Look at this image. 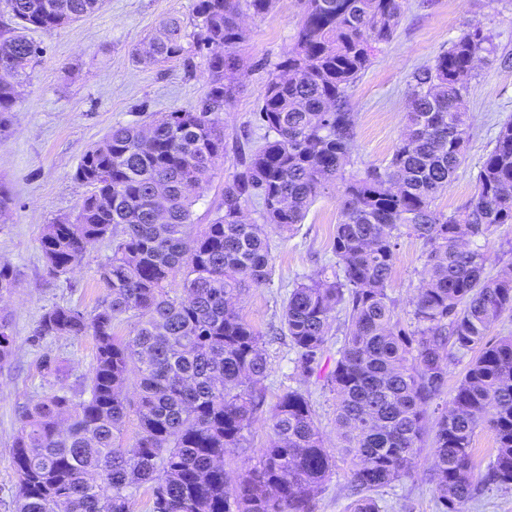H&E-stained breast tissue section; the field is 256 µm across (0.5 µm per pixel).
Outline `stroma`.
Segmentation results:
<instances>
[{
  "label": "stroma",
  "instance_id": "obj_1",
  "mask_svg": "<svg viewBox=\"0 0 512 512\" xmlns=\"http://www.w3.org/2000/svg\"><path fill=\"white\" fill-rule=\"evenodd\" d=\"M195 0H106L103 8L75 23L29 37L43 47L37 65L27 68L19 103L0 126V187L13 205L0 217V262L10 264L18 286L0 302L15 338L10 364L0 367V512H8L17 482L11 463L17 434L16 407L47 390L37 362L44 353L65 358L73 375L85 374L93 361L91 338L49 337L32 345L30 337L42 314L57 304L93 313L106 294L97 274L111 253L110 240L86 250L80 265L65 278L48 275L40 251L44 225L74 212L90 186L74 177L84 152L116 124H141L153 115L196 105L206 91L204 57H196L193 73L182 61L153 66L138 64L132 50L151 38L166 20L192 25ZM298 0H276L265 16L247 18L246 41L238 53L247 63L239 76L240 92L222 114L224 156L193 207L190 232L208 223L221 189L241 154L263 141L253 118L273 65L293 45L300 20ZM480 24L490 35L494 53L483 54L466 95L471 137L466 159L456 170L435 207L453 213L475 192V176L492 148L499 125L512 117V0H405L400 26L392 41L379 45L371 67L350 91L355 113V169L385 166L405 125L409 81L455 39L466 24ZM340 185L328 188L311 206L303 224L289 237L272 239L269 280L247 289L237 303L240 315L262 335L269 362L266 403L274 405L287 388L306 392L334 466L313 512H344L350 501L347 475L351 459L340 446L335 425V399L324 374L336 360L344 324L334 320L321 370L304 379L295 373L296 351L284 332L282 311L295 283L304 281L332 258ZM421 240L399 239L388 293L399 316L411 320L423 278ZM428 451H420L413 473L378 491L384 512H437L428 482Z\"/></svg>",
  "mask_w": 512,
  "mask_h": 512
}]
</instances>
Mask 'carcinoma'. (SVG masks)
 I'll use <instances>...</instances> for the list:
<instances>
[{"mask_svg": "<svg viewBox=\"0 0 512 512\" xmlns=\"http://www.w3.org/2000/svg\"><path fill=\"white\" fill-rule=\"evenodd\" d=\"M14 22L0 34V124L14 111L26 67L42 49L30 30L50 31L99 11L104 0H4ZM275 0H195L194 30L164 23L134 59L154 65L206 59L207 91L190 109L144 125H117L82 156L75 178L91 187L75 215L44 226L40 248L56 277L78 266L88 246L109 238L99 266L107 293L94 313L55 305L31 336H90L94 363L71 384L63 360L45 353L51 383L17 409L12 445L14 512H132L136 491H152V512H313L333 467L308 397L289 388L266 418L271 442L232 475L224 456L245 449L263 413L267 359L261 336L234 300L271 271L269 232H293L336 181L342 201L336 262L294 285L282 325L305 379L319 367L333 312L345 309L339 357L325 375L336 427L351 456L353 500L346 512H381L373 492L411 474L430 448L437 512H463L482 488L512 489V336L487 331L512 313V265L487 271L476 241L512 224V121L502 124L476 176V190L447 215L434 206L465 158L470 124L464 94L475 62L494 47L468 24L432 63L412 74L406 130L388 164L345 175L355 121L348 92L377 45L399 26L402 0H299L295 42L274 64L257 120L262 145L238 158L211 222L196 236V194L224 157L220 115L239 91L244 19ZM261 206L263 224L247 207ZM422 241L425 274L411 322L387 290L403 232ZM181 276V294L169 286ZM14 270L0 263V293H14ZM134 318L132 335L117 323ZM15 339L0 316V365ZM478 350L445 408L427 430L430 405L447 386L449 363ZM139 391L126 394L130 375ZM135 443L122 444L126 419ZM487 428L495 454L479 477L473 440Z\"/></svg>", "mask_w": 512, "mask_h": 512, "instance_id": "1", "label": "carcinoma"}]
</instances>
